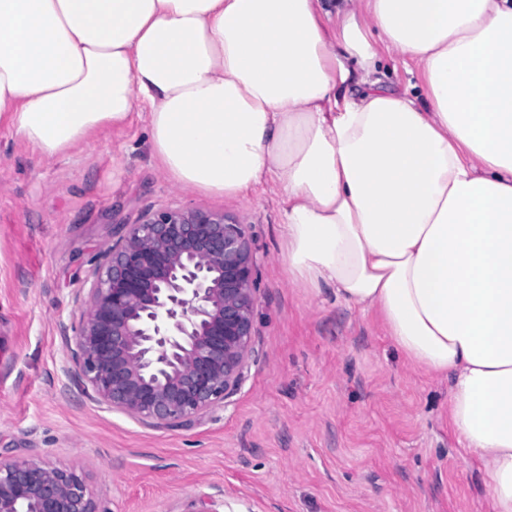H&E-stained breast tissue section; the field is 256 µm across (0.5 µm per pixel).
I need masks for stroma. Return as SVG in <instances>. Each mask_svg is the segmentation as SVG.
I'll list each match as a JSON object with an SVG mask.
<instances>
[{"instance_id": "35a3bbf8", "label": "stroma", "mask_w": 512, "mask_h": 512, "mask_svg": "<svg viewBox=\"0 0 512 512\" xmlns=\"http://www.w3.org/2000/svg\"><path fill=\"white\" fill-rule=\"evenodd\" d=\"M170 207L242 219L256 260L255 353L237 394L192 423L154 426L87 394L72 359L117 225ZM281 197L177 188L143 112L44 159L0 124V458L84 470L105 512H491L481 464L448 417V380L395 349L333 289L291 284Z\"/></svg>"}]
</instances>
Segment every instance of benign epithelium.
<instances>
[{
	"label": "benign epithelium",
	"mask_w": 512,
	"mask_h": 512,
	"mask_svg": "<svg viewBox=\"0 0 512 512\" xmlns=\"http://www.w3.org/2000/svg\"><path fill=\"white\" fill-rule=\"evenodd\" d=\"M256 264L246 224L166 208L123 224L103 254L74 357L108 407L156 426L225 404L255 352ZM0 512H100L86 476L0 459Z\"/></svg>",
	"instance_id": "benign-epithelium-1"
}]
</instances>
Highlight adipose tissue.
<instances>
[{"label":"adipose tissue","instance_id":"1","mask_svg":"<svg viewBox=\"0 0 512 512\" xmlns=\"http://www.w3.org/2000/svg\"><path fill=\"white\" fill-rule=\"evenodd\" d=\"M0 0V120L43 158L146 112L183 189L272 183L283 266L448 378L512 512V0ZM416 66L411 97L377 77Z\"/></svg>","mask_w":512,"mask_h":512}]
</instances>
